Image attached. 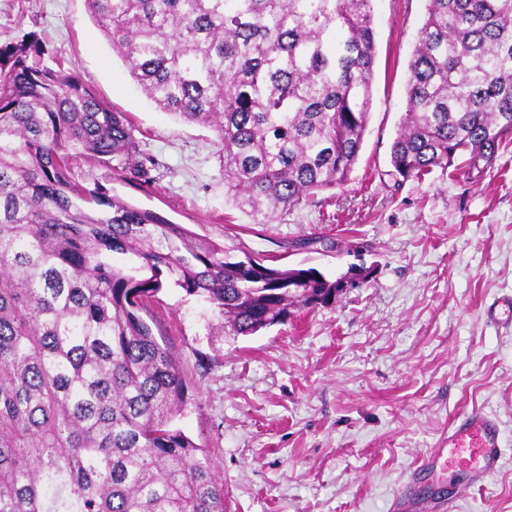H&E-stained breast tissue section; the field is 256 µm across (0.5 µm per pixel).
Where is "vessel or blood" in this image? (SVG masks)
<instances>
[{
  "instance_id": "1",
  "label": "vessel or blood",
  "mask_w": 512,
  "mask_h": 512,
  "mask_svg": "<svg viewBox=\"0 0 512 512\" xmlns=\"http://www.w3.org/2000/svg\"><path fill=\"white\" fill-rule=\"evenodd\" d=\"M460 453L469 454L474 460L473 482H481L488 473L496 470L503 457L497 421L477 408L463 414L453 422L430 463L435 466Z\"/></svg>"
}]
</instances>
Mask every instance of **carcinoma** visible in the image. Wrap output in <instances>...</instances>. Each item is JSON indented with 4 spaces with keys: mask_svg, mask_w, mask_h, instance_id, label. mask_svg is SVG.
Instances as JSON below:
<instances>
[{
    "mask_svg": "<svg viewBox=\"0 0 512 512\" xmlns=\"http://www.w3.org/2000/svg\"><path fill=\"white\" fill-rule=\"evenodd\" d=\"M162 111L211 128L225 195L267 219L344 185L373 99L372 0H86ZM391 175L479 179L512 144V0H427ZM34 32L0 45V512H225L190 397L142 312L171 282L232 336L336 299L88 187L82 161L147 182L123 112Z\"/></svg>",
    "mask_w": 512,
    "mask_h": 512,
    "instance_id": "carcinoma-1",
    "label": "carcinoma"
}]
</instances>
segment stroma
<instances>
[{"instance_id":"obj_1","label":"stroma","mask_w":512,"mask_h":512,"mask_svg":"<svg viewBox=\"0 0 512 512\" xmlns=\"http://www.w3.org/2000/svg\"><path fill=\"white\" fill-rule=\"evenodd\" d=\"M426 0H373L377 57L360 155L343 187L267 223L224 195L212 130L160 111L92 20L85 0H0V43L37 32L116 111L157 165L134 185L91 162L85 184L207 240L359 287L252 336L223 334L207 303L163 289L149 313L195 396L177 425L206 445L227 512H512V147L480 180L437 169L395 183L390 148ZM332 252L287 251L306 237ZM480 407L500 421L501 468L471 486L460 457L420 464L451 421Z\"/></svg>"}]
</instances>
